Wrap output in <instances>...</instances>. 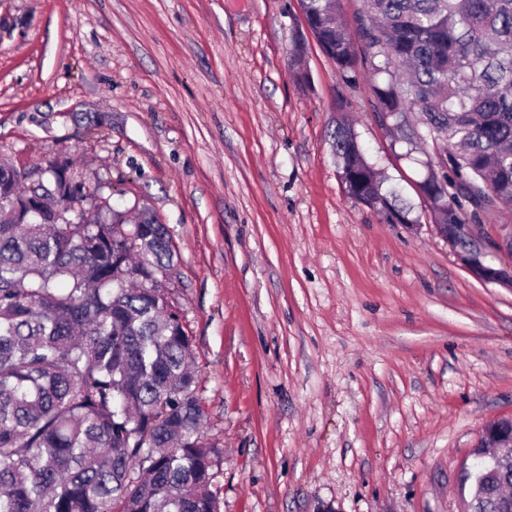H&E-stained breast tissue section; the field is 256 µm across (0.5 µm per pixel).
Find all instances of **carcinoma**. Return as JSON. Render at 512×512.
Here are the masks:
<instances>
[{
    "instance_id": "obj_1",
    "label": "carcinoma",
    "mask_w": 512,
    "mask_h": 512,
    "mask_svg": "<svg viewBox=\"0 0 512 512\" xmlns=\"http://www.w3.org/2000/svg\"><path fill=\"white\" fill-rule=\"evenodd\" d=\"M340 71L365 65L378 111L413 149L448 142L444 224L512 204V0H362L349 33L341 0H299ZM347 193L406 224L343 118L330 133ZM61 185L0 161V512H219L190 338L162 281L175 251L151 211L131 235L110 198L63 224L23 218L16 201ZM473 487L474 512H500Z\"/></svg>"
}]
</instances>
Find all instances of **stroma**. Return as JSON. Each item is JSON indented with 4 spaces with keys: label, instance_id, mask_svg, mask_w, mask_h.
I'll use <instances>...</instances> for the list:
<instances>
[{
    "label": "stroma",
    "instance_id": "35a3bbf8",
    "mask_svg": "<svg viewBox=\"0 0 512 512\" xmlns=\"http://www.w3.org/2000/svg\"><path fill=\"white\" fill-rule=\"evenodd\" d=\"M340 112L417 228L347 193ZM0 158L70 161L166 225L219 512H466L512 418V289L438 234L416 185L439 149L395 142L298 0H0ZM473 222L511 265L512 205ZM484 441L487 447L511 448L512 447V426L501 420L490 422L483 432Z\"/></svg>",
    "mask_w": 512,
    "mask_h": 512
}]
</instances>
